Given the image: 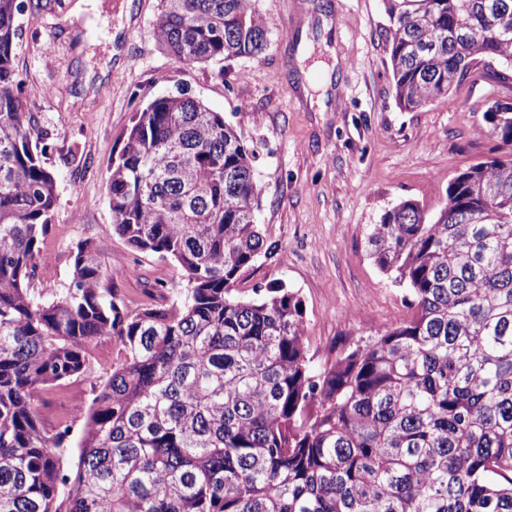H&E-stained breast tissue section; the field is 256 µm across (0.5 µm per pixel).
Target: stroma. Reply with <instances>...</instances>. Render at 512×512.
Instances as JSON below:
<instances>
[{
  "mask_svg": "<svg viewBox=\"0 0 512 512\" xmlns=\"http://www.w3.org/2000/svg\"><path fill=\"white\" fill-rule=\"evenodd\" d=\"M73 3L16 18L15 65L49 136L45 164L58 192L37 259L35 286L43 295L70 286L74 251L88 241L107 271L105 287L129 309L183 296L176 262L134 252L108 230L112 161L127 144L134 114L170 95L223 113L252 152L267 252L243 271L238 287L246 297L278 284L298 294L316 367L408 318L405 287L367 253L369 230L404 200L439 210L453 176L496 155L484 114L495 102H512V78L479 68L450 100L401 109L381 0H253L266 21L267 46L259 57L231 58L219 70L183 64L157 43L158 0H89L86 14L69 24L64 16ZM330 47L338 66L319 103L307 93L321 80L311 64L327 60ZM134 261L137 277L128 273ZM91 386L79 380L41 392L35 405L45 431L69 420L73 398L90 401Z\"/></svg>",
  "mask_w": 512,
  "mask_h": 512,
  "instance_id": "obj_1",
  "label": "stroma"
}]
</instances>
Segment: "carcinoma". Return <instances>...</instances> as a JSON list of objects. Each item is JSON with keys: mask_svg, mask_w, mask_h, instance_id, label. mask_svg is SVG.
I'll return each mask as SVG.
<instances>
[{"mask_svg": "<svg viewBox=\"0 0 512 512\" xmlns=\"http://www.w3.org/2000/svg\"><path fill=\"white\" fill-rule=\"evenodd\" d=\"M159 2L156 38L184 64L265 48L253 0ZM382 2L405 109L512 66V0ZM22 6L0 0V512H512V102L485 112L501 153L438 213L405 201L370 230L410 319L318 370L296 293L239 295L259 188L224 115L190 98L136 112L107 180L108 230L175 261L184 297L128 309L88 241L70 287H31L57 189L14 67ZM105 337L118 358L80 436L48 434L37 394L89 376Z\"/></svg>", "mask_w": 512, "mask_h": 512, "instance_id": "cac0c4a2", "label": "carcinoma"}]
</instances>
